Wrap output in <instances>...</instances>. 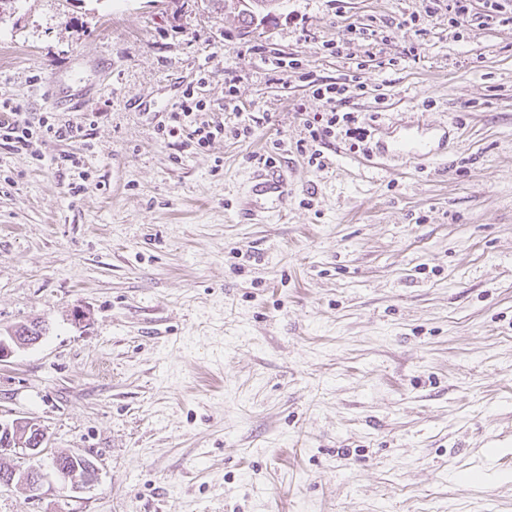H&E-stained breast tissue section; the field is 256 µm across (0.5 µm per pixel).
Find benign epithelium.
<instances>
[{
	"mask_svg": "<svg viewBox=\"0 0 512 512\" xmlns=\"http://www.w3.org/2000/svg\"><path fill=\"white\" fill-rule=\"evenodd\" d=\"M45 332L44 323L36 321L14 327L6 336H0V362L5 361L17 349H26L38 343ZM47 441L45 429L25 420L16 419L10 424L0 423V458L17 448L29 451L35 463L22 471L14 468L0 472V483L11 485L18 482L30 490L40 489L43 481L42 464L36 458L44 452Z\"/></svg>",
	"mask_w": 512,
	"mask_h": 512,
	"instance_id": "7a95c632",
	"label": "benign epithelium"
}]
</instances>
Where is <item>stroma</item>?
I'll return each mask as SVG.
<instances>
[{"mask_svg": "<svg viewBox=\"0 0 512 512\" xmlns=\"http://www.w3.org/2000/svg\"><path fill=\"white\" fill-rule=\"evenodd\" d=\"M501 3L504 22L471 0L452 30L441 0H281L243 36L224 0H15L0 104L88 137L37 157L0 139V333L47 326L0 362V422L37 423L98 477L2 486L0 512H512ZM354 77L349 111H411L461 143L404 169L336 137L308 166L313 85ZM188 89L224 127L203 153L156 135ZM272 150L288 209L243 223Z\"/></svg>", "mask_w": 512, "mask_h": 512, "instance_id": "35a3bbf8", "label": "stroma"}]
</instances>
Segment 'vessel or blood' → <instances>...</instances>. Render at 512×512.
<instances>
[{"mask_svg": "<svg viewBox=\"0 0 512 512\" xmlns=\"http://www.w3.org/2000/svg\"><path fill=\"white\" fill-rule=\"evenodd\" d=\"M447 136L434 139L427 136L423 124L408 122L401 124L398 135L391 144L383 146L382 154L402 167L424 165L435 156V143H447ZM291 187L284 170L261 165L253 170L247 191L241 197L242 211L248 219L261 222L280 214Z\"/></svg>", "mask_w": 512, "mask_h": 512, "instance_id": "obj_1", "label": "vessel or blood"}]
</instances>
